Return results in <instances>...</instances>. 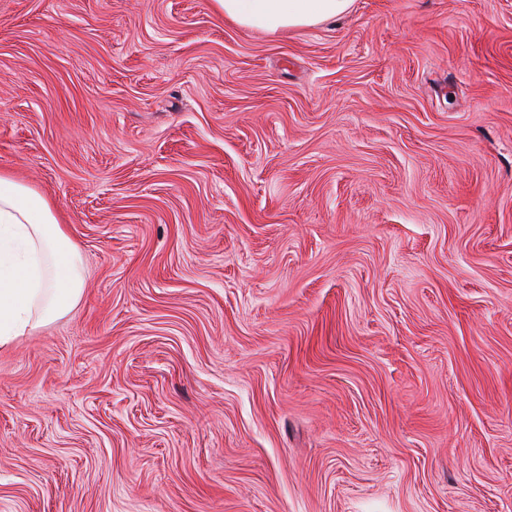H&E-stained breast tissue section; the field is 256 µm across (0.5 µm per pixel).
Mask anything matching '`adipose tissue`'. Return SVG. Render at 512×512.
<instances>
[{
  "label": "adipose tissue",
  "mask_w": 512,
  "mask_h": 512,
  "mask_svg": "<svg viewBox=\"0 0 512 512\" xmlns=\"http://www.w3.org/2000/svg\"><path fill=\"white\" fill-rule=\"evenodd\" d=\"M353 2L211 0V6L238 27L275 34L336 20ZM83 290L81 256L51 203L0 172V345L65 315Z\"/></svg>",
  "instance_id": "adipose-tissue-1"
}]
</instances>
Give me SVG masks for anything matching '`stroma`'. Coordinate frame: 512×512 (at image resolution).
Instances as JSON below:
<instances>
[{"label": "stroma", "mask_w": 512, "mask_h": 512, "mask_svg": "<svg viewBox=\"0 0 512 512\" xmlns=\"http://www.w3.org/2000/svg\"><path fill=\"white\" fill-rule=\"evenodd\" d=\"M0 170L85 272L0 512H512V0H0ZM354 0H211L213 11L238 27L267 33L319 26L345 15Z\"/></svg>", "instance_id": "stroma-1"}]
</instances>
